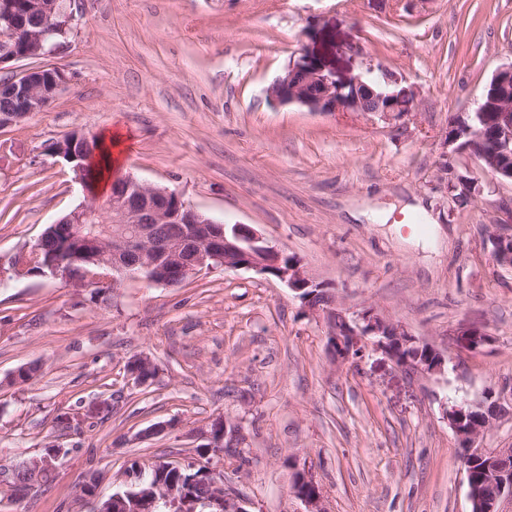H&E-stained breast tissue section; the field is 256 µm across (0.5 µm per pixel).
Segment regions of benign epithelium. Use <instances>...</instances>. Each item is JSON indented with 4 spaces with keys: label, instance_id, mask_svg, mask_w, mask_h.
Returning <instances> with one entry per match:
<instances>
[{
    "label": "benign epithelium",
    "instance_id": "benign-epithelium-1",
    "mask_svg": "<svg viewBox=\"0 0 512 512\" xmlns=\"http://www.w3.org/2000/svg\"><path fill=\"white\" fill-rule=\"evenodd\" d=\"M41 22L32 26L31 15ZM76 15L69 0H27L21 13L13 0H0V66L29 57L54 54L75 28ZM379 75L365 79L359 75L339 80L325 72L312 56L304 54L290 64L268 88L269 98L279 104H298L313 112L366 113L379 112L385 116H404L412 111L415 92L410 87L393 84L389 71L380 67ZM68 80L59 67L26 70L0 86L7 92L9 106L0 110V129L16 125L29 116L42 112ZM491 92L482 97L475 117L495 112L497 118L490 131L468 126V142L459 143L456 136L448 137V145L476 158L483 171L497 180L512 181V167L503 170L493 160V153H512V64L500 68L492 77ZM91 144V135L72 132L52 145V153L73 165L76 180H81V153L78 148ZM67 225V230H85L90 224H134L132 233L114 234L107 231L94 237L98 247L93 262L107 267L112 273L86 272L84 279L73 281L69 275V259L58 258L45 264L53 276H60L80 288L117 287L140 273H153L148 281L169 285L186 284L202 272L215 267L248 269L260 275L274 276L296 293L302 305L313 313H327L331 323L330 342L338 350L336 356L348 361L363 355L366 348L381 350L389 355L396 367L408 372L431 375L442 371L444 357L431 345L413 336L404 326L385 321L368 308L355 316H347L337 308L321 306L312 301L308 292L319 288L305 271L301 261L271 244L255 229L241 224L228 228L193 208L177 190L155 187L128 175L112 184L110 193L99 202H83L53 223V228ZM167 225L166 234L155 235L153 225ZM494 257L497 262L512 266V224L499 225L493 236ZM43 239L24 247L10 258V270L16 276L28 275L23 255H40ZM414 345L427 351L424 358L400 357L395 346ZM470 406L448 409V425L459 437L468 453L487 455V449L475 446L476 440L488 431L497 419L468 420ZM209 450L196 469L206 480V493L196 497L186 495L177 483L156 484L144 494L129 486L113 493L102 502L97 512H249L245 501L224 489L219 467L224 455L223 440L236 444L239 431L234 426L214 427L206 431ZM62 449L47 448L39 457L22 465L0 467V489H8L18 497L36 487L46 474H54ZM502 493L491 500L478 502L474 487L468 486V498L476 512H502V501L512 499V448H498L491 455ZM303 482L314 487V494L302 496L307 512H325L322 493L313 474L301 470Z\"/></svg>",
    "mask_w": 512,
    "mask_h": 512
}]
</instances>
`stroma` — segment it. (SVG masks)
<instances>
[{
    "instance_id": "35a3bbf8",
    "label": "stroma",
    "mask_w": 512,
    "mask_h": 512,
    "mask_svg": "<svg viewBox=\"0 0 512 512\" xmlns=\"http://www.w3.org/2000/svg\"><path fill=\"white\" fill-rule=\"evenodd\" d=\"M80 24L40 66L68 82L46 111L0 130V258L35 243L85 199L53 142L128 137L123 173L183 193L301 260L347 315L373 309L443 354L442 373L396 369L379 351L335 360L326 314L251 270L174 288L141 279L107 293L0 271V465L64 456L0 512H96L136 460L198 462L217 419L243 455L224 486L249 512H305L294 467L326 512H471L447 407L512 394V269L491 234L512 224V182L447 147L495 72L512 64V0H75ZM334 76L380 63L412 87V112L326 114L273 103L302 53ZM471 187L468 200L452 182ZM430 222L397 233L408 207ZM488 333L469 348L460 333ZM150 358L136 385L126 365ZM36 372L13 383L19 368ZM101 475L98 499L80 486Z\"/></svg>"
}]
</instances>
